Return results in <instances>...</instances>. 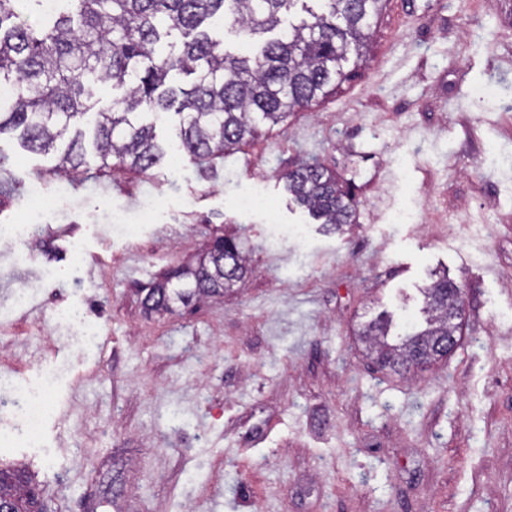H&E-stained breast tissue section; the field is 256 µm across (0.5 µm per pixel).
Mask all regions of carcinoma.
<instances>
[{"label": "carcinoma", "instance_id": "cac0c4a2", "mask_svg": "<svg viewBox=\"0 0 512 512\" xmlns=\"http://www.w3.org/2000/svg\"><path fill=\"white\" fill-rule=\"evenodd\" d=\"M25 2L40 14L32 24L20 14ZM0 0V84L14 94L0 100V137L15 134L37 155L58 154L48 173L76 177L88 165L90 140L101 173L118 167L145 173L168 153L157 140L160 119L179 116L178 149L191 159H214L252 140L261 123L272 126L288 114L327 96L363 63L370 29L385 0ZM309 15L281 35L282 16L296 5ZM210 23L243 36L238 52L211 37ZM109 86L111 104L99 90ZM288 193L310 215L339 230L355 210L336 175L303 165L284 176ZM236 243L217 237L195 266L171 271L155 284L191 300L228 291L248 272ZM456 282L434 274L422 289L425 327L390 344V316L364 323L358 335L370 343L376 363L394 371L416 349H431L441 336L458 332L448 322ZM25 480L0 472V493L20 498Z\"/></svg>", "mask_w": 512, "mask_h": 512}]
</instances>
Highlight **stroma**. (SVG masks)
<instances>
[{"label": "stroma", "mask_w": 512, "mask_h": 512, "mask_svg": "<svg viewBox=\"0 0 512 512\" xmlns=\"http://www.w3.org/2000/svg\"><path fill=\"white\" fill-rule=\"evenodd\" d=\"M509 56L512 0H387L355 75L233 154L64 185L55 155L0 139V226L41 239L24 261L0 243V392L53 380L33 439L0 409V470L44 512H512ZM303 163L348 187L355 223L292 202ZM218 235L249 262L233 291L147 311L142 286ZM435 272L465 289L459 348L378 369L359 325L421 326Z\"/></svg>", "instance_id": "35a3bbf8"}]
</instances>
